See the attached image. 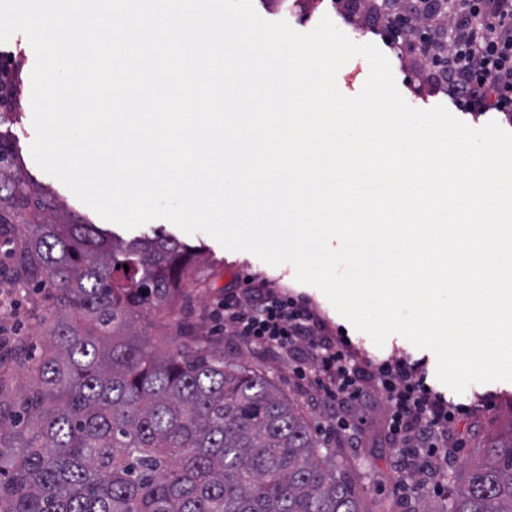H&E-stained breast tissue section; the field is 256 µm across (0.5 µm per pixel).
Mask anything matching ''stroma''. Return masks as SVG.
<instances>
[{"label": "stroma", "mask_w": 512, "mask_h": 512, "mask_svg": "<svg viewBox=\"0 0 512 512\" xmlns=\"http://www.w3.org/2000/svg\"><path fill=\"white\" fill-rule=\"evenodd\" d=\"M295 0H278L270 5L268 0H253L258 14L269 21L284 20L300 32L312 30L322 17H330L335 25L352 41L377 46L388 58L398 89L413 107L429 109L448 105L444 94L420 91L410 78L408 61L399 59L383 40L380 31H363L350 24L336 12L330 0H320L315 11L305 12L295 8ZM0 56L7 58L14 67V74L21 89L20 113L17 121L0 125V140L9 144L17 163V174L41 192L63 201L65 207L58 214V223H68L73 218L111 232L128 240L162 228L166 234L191 246L198 256L199 271L212 276L209 288L192 290L190 297H177L170 315L169 346H176L186 337L202 340L222 350L228 363L244 364L271 381L280 393L296 404L299 411L316 430L321 450L328 454L337 473L346 477L354 487L365 512H416L419 504H427L431 512H444L446 497L426 494L424 500L402 499L395 495L393 486L398 479L390 458L393 450L386 440V407L381 400L358 408L356 414L365 422L362 444L348 448L326 437L322 425L326 419L325 408L313 407L308 401L307 386L299 384L291 371L285 355L263 351L247 340L233 335L217 319L215 311L223 302L228 290L243 291L245 285L264 286L276 292L302 295L309 299L314 311L327 323L331 333H338L367 359L378 361L390 357H403L426 362L427 382L441 392L450 404L463 408L464 413L457 429L461 445L453 464L445 468L440 480L446 488H453L462 479L468 463L478 457L484 439L493 432L506 429L512 422V381H495L472 384L458 394L446 388L436 377L437 360L428 349H419L405 338L394 335L384 346L378 347L365 333L359 332L342 317L315 287L296 281L292 265L270 266L254 254L242 250H229L203 233L188 234L168 221H151L131 230L101 220L82 203L61 181L45 173L35 162L30 145L35 138L31 106V72L35 53L24 32H14L9 40L0 44ZM18 254L12 232L0 233V290L11 291L13 306L0 314V350L9 351L14 342L28 340L31 348H38L42 332L49 325L51 305L44 291L35 286L15 287L13 278L18 267Z\"/></svg>", "instance_id": "obj_1"}]
</instances>
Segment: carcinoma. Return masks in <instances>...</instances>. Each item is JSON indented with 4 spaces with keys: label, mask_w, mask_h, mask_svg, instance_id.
<instances>
[{
    "label": "carcinoma",
    "mask_w": 512,
    "mask_h": 512,
    "mask_svg": "<svg viewBox=\"0 0 512 512\" xmlns=\"http://www.w3.org/2000/svg\"><path fill=\"white\" fill-rule=\"evenodd\" d=\"M0 82V124L16 118ZM0 144V228L28 224L18 283L53 304L29 384L0 374V512H363L310 424L265 377L198 339L163 352L134 330L177 284L208 288L160 230L117 241L51 222ZM128 268H122V265ZM444 512H512V425L483 445Z\"/></svg>",
    "instance_id": "carcinoma-1"
}]
</instances>
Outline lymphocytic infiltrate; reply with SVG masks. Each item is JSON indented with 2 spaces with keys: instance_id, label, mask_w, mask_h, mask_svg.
I'll list each match as a JSON object with an SVG mask.
<instances>
[{
  "instance_id": "obj_1",
  "label": "lymphocytic infiltrate",
  "mask_w": 512,
  "mask_h": 512,
  "mask_svg": "<svg viewBox=\"0 0 512 512\" xmlns=\"http://www.w3.org/2000/svg\"><path fill=\"white\" fill-rule=\"evenodd\" d=\"M448 41L443 66L429 54H412L429 92L444 93L463 112L512 113V0H448ZM224 323L255 346L286 355L298 381L307 384L312 405L330 411L329 430L339 443L360 447L362 422L355 409L381 397L387 409L386 435L402 498L425 490L443 494L436 473L454 460L453 432L460 414L433 392L422 365L403 359L367 361L329 335L307 302L267 288L247 299L225 295Z\"/></svg>"
}]
</instances>
